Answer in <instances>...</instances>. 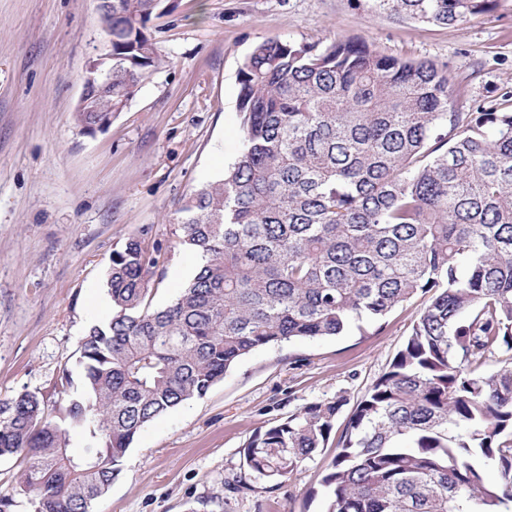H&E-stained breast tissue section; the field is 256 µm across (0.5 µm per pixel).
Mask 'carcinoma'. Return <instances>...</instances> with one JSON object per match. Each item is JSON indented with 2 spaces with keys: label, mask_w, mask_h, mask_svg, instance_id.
<instances>
[{
  "label": "carcinoma",
  "mask_w": 512,
  "mask_h": 512,
  "mask_svg": "<svg viewBox=\"0 0 512 512\" xmlns=\"http://www.w3.org/2000/svg\"><path fill=\"white\" fill-rule=\"evenodd\" d=\"M367 2L448 26L498 5ZM169 13L168 0H112V89L75 109L80 129L110 123L168 65L147 24ZM237 80L239 153L175 210L195 273L152 307L165 248L140 228L112 254V317L81 341L83 391L54 412L36 392L0 402V457L26 463L34 512H90L142 427L253 351L339 336L418 296L408 337L336 440L327 512H509L512 109L451 110L447 69L355 41L265 38ZM488 354L502 357L493 372ZM345 404L306 403L255 430L248 475L288 478L328 447Z\"/></svg>",
  "instance_id": "1"
}]
</instances>
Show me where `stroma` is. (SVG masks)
<instances>
[{"instance_id":"obj_1","label":"stroma","mask_w":512,"mask_h":512,"mask_svg":"<svg viewBox=\"0 0 512 512\" xmlns=\"http://www.w3.org/2000/svg\"><path fill=\"white\" fill-rule=\"evenodd\" d=\"M97 0H0V401L50 394L79 375V345L108 321L112 253L141 226L167 252L154 307L198 267L172 217L217 179L240 149L237 71L267 37L362 39L382 52L447 65L468 111L512 92V0L453 26L370 11L364 0H178L154 20L169 64L111 125L84 134L73 113L88 59L103 47ZM412 300L383 330L297 338L254 351L201 398L145 425L93 512H326L333 448L269 488L228 492L251 433L301 404L344 397L343 414L384 371L420 308Z\"/></svg>"}]
</instances>
